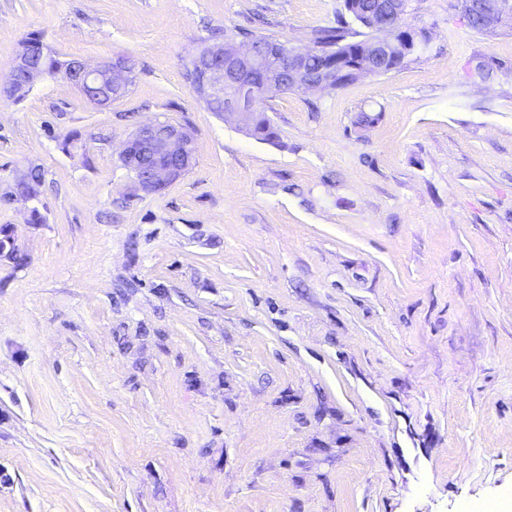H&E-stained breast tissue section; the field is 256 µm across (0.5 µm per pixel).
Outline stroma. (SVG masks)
<instances>
[{"instance_id": "stroma-1", "label": "stroma", "mask_w": 512, "mask_h": 512, "mask_svg": "<svg viewBox=\"0 0 512 512\" xmlns=\"http://www.w3.org/2000/svg\"><path fill=\"white\" fill-rule=\"evenodd\" d=\"M413 5L430 54L275 95L268 143L185 64L343 0H0V81L32 33L136 64L105 108L0 91V196L44 174L0 199V512H512V29ZM154 120L196 163L146 195L119 152Z\"/></svg>"}]
</instances>
